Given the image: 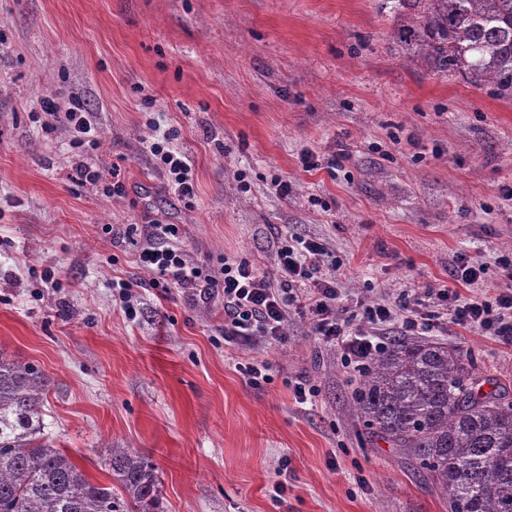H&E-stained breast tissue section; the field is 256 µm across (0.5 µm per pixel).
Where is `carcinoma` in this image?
<instances>
[{"instance_id": "1", "label": "carcinoma", "mask_w": 512, "mask_h": 512, "mask_svg": "<svg viewBox=\"0 0 512 512\" xmlns=\"http://www.w3.org/2000/svg\"><path fill=\"white\" fill-rule=\"evenodd\" d=\"M407 59L512 97V0H394ZM472 362L430 341H399L352 395L372 435L419 463L450 512H512V403L475 389ZM45 374L0 353V512H162L151 461L127 448L94 482L41 437Z\"/></svg>"}]
</instances>
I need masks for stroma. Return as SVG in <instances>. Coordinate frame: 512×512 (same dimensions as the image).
Returning a JSON list of instances; mask_svg holds the SVG:
<instances>
[{
    "label": "stroma",
    "instance_id": "1",
    "mask_svg": "<svg viewBox=\"0 0 512 512\" xmlns=\"http://www.w3.org/2000/svg\"><path fill=\"white\" fill-rule=\"evenodd\" d=\"M398 19L387 0H0V355L48 376L43 434L93 480L127 448L157 467L164 512H448L354 415L308 318L225 343L222 301L153 287L122 233L177 224L212 273L245 258L273 277L278 239L317 238L352 302L452 284L462 256L485 266L462 296L511 287L512 99L408 63ZM73 96L87 154L42 128L40 101ZM167 133L193 197L149 152ZM427 337L512 394V344L444 313ZM300 376L315 402H296Z\"/></svg>",
    "mask_w": 512,
    "mask_h": 512
}]
</instances>
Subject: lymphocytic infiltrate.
I'll return each mask as SVG.
<instances>
[{
	"instance_id": "f902f5d3",
	"label": "lymphocytic infiltrate",
	"mask_w": 512,
	"mask_h": 512,
	"mask_svg": "<svg viewBox=\"0 0 512 512\" xmlns=\"http://www.w3.org/2000/svg\"><path fill=\"white\" fill-rule=\"evenodd\" d=\"M40 108L56 122L68 125L76 147L94 148L92 123L78 99L67 109L46 100ZM150 151L171 179L180 197L193 196L192 165L188 157L169 149L165 140L153 142ZM175 224H150L143 231L137 264L151 269L157 288H177L201 301L214 295L224 298V340L242 343L255 339H281L290 309L310 320L312 332L326 346L337 348L350 379L363 376L372 361L387 348L380 332L400 321L405 335L434 326L436 309L449 311L454 325L512 343V291L499 290L489 298L462 297L459 288L482 280L485 268L473 260H459L452 277L454 286H430L405 296L400 309L382 302L361 303L354 310L343 305V286L336 274H324L326 246L314 239L281 238L276 256L279 280H272L249 260H225L220 275L196 265L178 245Z\"/></svg>"
}]
</instances>
